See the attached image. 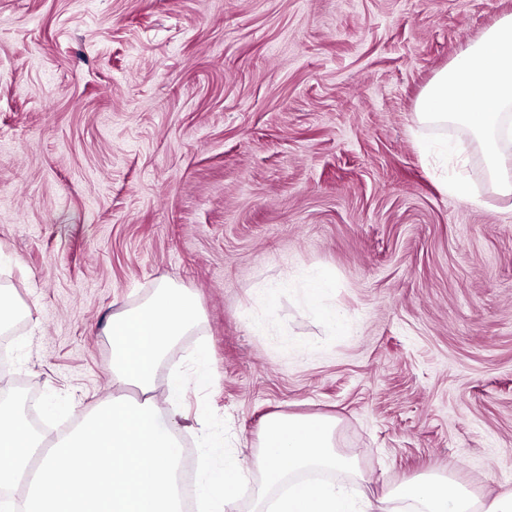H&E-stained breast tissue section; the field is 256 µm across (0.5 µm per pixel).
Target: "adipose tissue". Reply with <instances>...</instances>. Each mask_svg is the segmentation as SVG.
I'll return each instance as SVG.
<instances>
[{"instance_id": "ef3b65f1", "label": "adipose tissue", "mask_w": 512, "mask_h": 512, "mask_svg": "<svg viewBox=\"0 0 512 512\" xmlns=\"http://www.w3.org/2000/svg\"><path fill=\"white\" fill-rule=\"evenodd\" d=\"M418 113L428 121L467 127L482 146L498 191L512 195V167L505 154L512 143V15L500 18L436 75L420 98ZM336 428V421L322 414L267 418L259 454L204 459L198 474L200 512H215L218 502L236 498L254 470L263 483L253 512H397L400 501L410 503L412 512H512V489L479 498L456 483L426 479L387 490L373 501L316 480L317 471L357 470L355 455L337 449ZM302 472L309 473V480H299ZM280 485L284 493L268 499L269 490Z\"/></svg>"}]
</instances>
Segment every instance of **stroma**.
I'll return each instance as SVG.
<instances>
[{
    "label": "stroma",
    "mask_w": 512,
    "mask_h": 512,
    "mask_svg": "<svg viewBox=\"0 0 512 512\" xmlns=\"http://www.w3.org/2000/svg\"><path fill=\"white\" fill-rule=\"evenodd\" d=\"M512 0H0V394L108 400L107 317L171 282L213 384L201 407L258 454L275 413L336 418L370 493L434 473L512 488V196L428 84ZM473 196L446 188L455 174ZM327 273L333 333L302 281ZM292 279L270 304L260 289ZM324 303V304H325Z\"/></svg>",
    "instance_id": "obj_1"
}]
</instances>
